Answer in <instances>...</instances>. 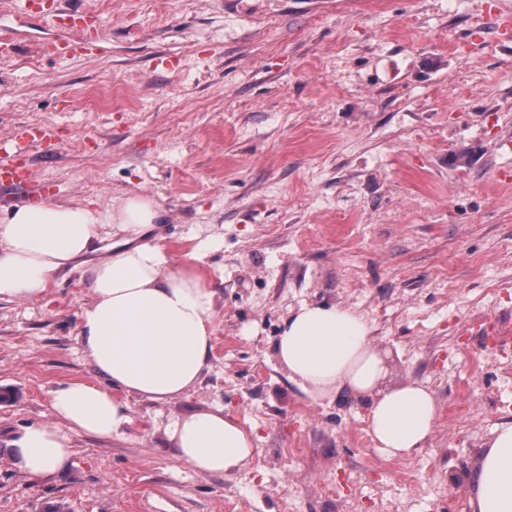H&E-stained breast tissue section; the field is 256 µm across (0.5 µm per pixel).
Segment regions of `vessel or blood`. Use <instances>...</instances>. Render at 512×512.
I'll return each mask as SVG.
<instances>
[{
	"mask_svg": "<svg viewBox=\"0 0 512 512\" xmlns=\"http://www.w3.org/2000/svg\"><path fill=\"white\" fill-rule=\"evenodd\" d=\"M44 52L57 56H95L99 50L93 40L78 39L44 45ZM41 146L45 154H52L56 146V136L51 129H21L11 142L0 145V187L24 189L29 199L41 197L45 190L31 177L27 161L30 147Z\"/></svg>",
	"mask_w": 512,
	"mask_h": 512,
	"instance_id": "1",
	"label": "vessel or blood"
}]
</instances>
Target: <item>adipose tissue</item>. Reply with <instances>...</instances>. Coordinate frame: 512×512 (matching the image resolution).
I'll use <instances>...</instances> for the list:
<instances>
[{
  "instance_id": "adipose-tissue-1",
  "label": "adipose tissue",
  "mask_w": 512,
  "mask_h": 512,
  "mask_svg": "<svg viewBox=\"0 0 512 512\" xmlns=\"http://www.w3.org/2000/svg\"><path fill=\"white\" fill-rule=\"evenodd\" d=\"M158 215L153 200L135 196L115 211L43 202L0 216V301L41 298L101 235L112 238L108 254L86 269L93 299L79 314L81 342L97 379L51 391L54 423L26 427L11 439L29 482L68 468L69 431L122 436L132 423L127 397L170 402L211 366L215 284L203 271L205 254L193 247L172 264L164 240L145 237ZM274 351L310 403L367 398L369 433L388 458L412 456L436 425L432 389L417 380L388 385L386 358L351 308L301 304L283 321ZM164 436L178 460L204 475L230 473L255 451L251 431L220 406L187 410L165 425ZM469 487L472 512H512V422L493 430Z\"/></svg>"
}]
</instances>
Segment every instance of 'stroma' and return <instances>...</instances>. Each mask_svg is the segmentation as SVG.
<instances>
[{
    "label": "stroma",
    "mask_w": 512,
    "mask_h": 512,
    "mask_svg": "<svg viewBox=\"0 0 512 512\" xmlns=\"http://www.w3.org/2000/svg\"><path fill=\"white\" fill-rule=\"evenodd\" d=\"M80 2L101 57L40 54L76 30L0 0L15 44L0 140L63 133L54 155L29 152L48 201H157L150 237L224 272L214 360L183 398H128L123 437L71 433L68 472L33 484L8 442L52 421V390L95 380L79 313L110 239L41 299L1 301L0 512H374L382 492L472 512L466 477L512 421V30L492 23L512 0ZM304 302L356 310L388 383L432 388L437 423L413 457L374 447L364 400L315 406L289 382L274 343ZM213 404L257 448L224 476L195 473L156 428Z\"/></svg>",
    "instance_id": "1"
}]
</instances>
